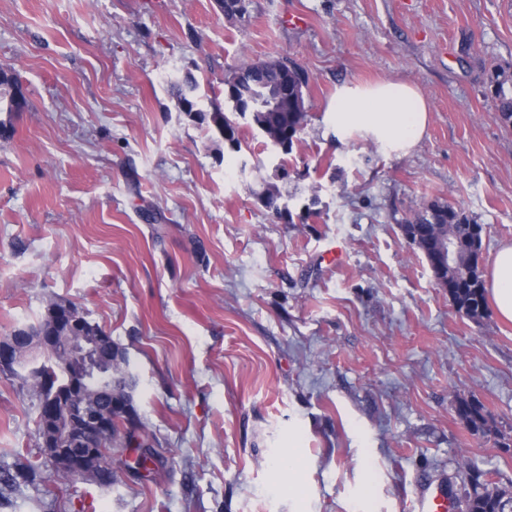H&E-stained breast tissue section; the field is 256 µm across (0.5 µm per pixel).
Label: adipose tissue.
<instances>
[{"mask_svg":"<svg viewBox=\"0 0 512 512\" xmlns=\"http://www.w3.org/2000/svg\"><path fill=\"white\" fill-rule=\"evenodd\" d=\"M324 120L337 137L359 133L401 156L422 139L429 106L414 87L402 82L345 86L328 105ZM486 287L496 316L512 321V243L502 245L494 256Z\"/></svg>","mask_w":512,"mask_h":512,"instance_id":"1","label":"adipose tissue"}]
</instances>
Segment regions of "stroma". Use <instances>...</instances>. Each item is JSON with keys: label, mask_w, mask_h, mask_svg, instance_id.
<instances>
[{"label": "stroma", "mask_w": 512, "mask_h": 512, "mask_svg": "<svg viewBox=\"0 0 512 512\" xmlns=\"http://www.w3.org/2000/svg\"><path fill=\"white\" fill-rule=\"evenodd\" d=\"M0 0V340L75 305L123 349L158 441L149 471L112 451L111 485L58 474L36 400L0 372V512H402L461 461L512 490V322L458 313L402 231L424 204L482 224L483 263L512 243V0ZM299 13L304 25H288ZM287 56L308 124L280 182L292 223L252 192L259 131L232 152L178 108L185 75L223 107L228 66ZM417 86L427 132L398 157L325 121L338 88ZM342 244L340 263L327 251ZM493 427L472 435L459 401ZM300 458L279 468L289 449ZM8 97V108L11 110L20 107V96L19 85L17 81L8 75L3 67H0V103Z\"/></svg>", "instance_id": "stroma-1"}]
</instances>
